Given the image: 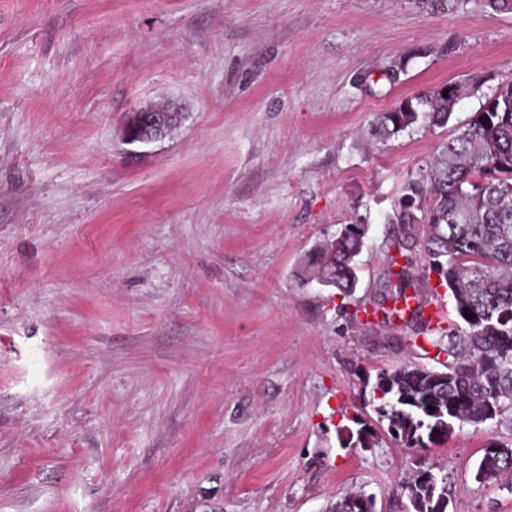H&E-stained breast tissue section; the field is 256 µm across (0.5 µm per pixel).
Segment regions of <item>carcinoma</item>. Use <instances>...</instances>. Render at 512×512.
<instances>
[{"label": "carcinoma", "instance_id": "carcinoma-1", "mask_svg": "<svg viewBox=\"0 0 512 512\" xmlns=\"http://www.w3.org/2000/svg\"><path fill=\"white\" fill-rule=\"evenodd\" d=\"M448 86L403 100L382 113L371 127L375 137L409 131L419 121L448 125L462 93L443 96ZM396 225L385 271L384 300L408 304L418 287L408 266L396 272V259L408 258L415 228L426 226L422 247L429 271L450 290L462 336L436 335V327L415 309L406 323H419L422 340L448 357L468 351V358L446 365L444 378L427 368L402 364L377 373L370 399L387 421V433L405 448H427L465 424L500 423L512 426V85L498 88L479 110L459 124L457 134L443 146L430 171L409 179L398 206L386 218ZM367 225L361 217L343 225L324 244L312 249L304 264L306 281L319 278L349 295L356 288V257L361 253ZM469 317H464V314ZM415 466L402 486L414 496L413 512L438 509L437 497ZM512 475V445L492 440L474 471L478 483ZM372 495L363 492L339 497L330 512H366Z\"/></svg>", "mask_w": 512, "mask_h": 512}]
</instances>
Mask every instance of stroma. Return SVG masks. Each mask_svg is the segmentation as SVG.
Returning <instances> with one entry per match:
<instances>
[{"label": "stroma", "instance_id": "35a3bbf8", "mask_svg": "<svg viewBox=\"0 0 512 512\" xmlns=\"http://www.w3.org/2000/svg\"><path fill=\"white\" fill-rule=\"evenodd\" d=\"M512 83V12L482 0H0V512H410L411 458L449 512H512L477 483L489 422L413 450L362 389L435 367L366 325L385 218L454 126L376 139L442 85L458 119ZM175 105L164 138L127 116ZM352 295L298 278L355 216ZM375 447L353 448L357 419ZM374 498L371 494L363 492L349 493L339 497L330 512H364L368 511L367 501Z\"/></svg>", "mask_w": 512, "mask_h": 512}]
</instances>
